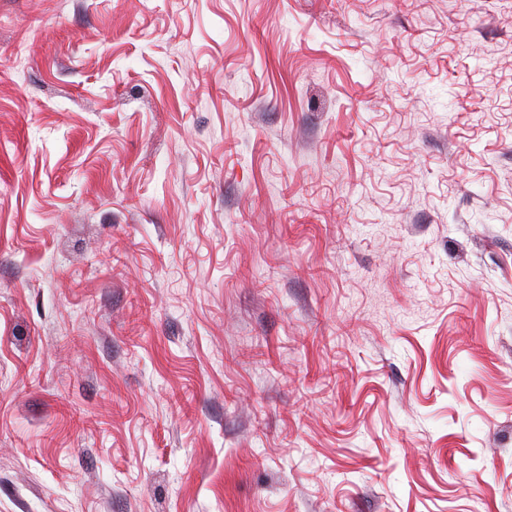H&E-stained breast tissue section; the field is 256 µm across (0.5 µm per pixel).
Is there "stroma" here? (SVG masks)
Returning a JSON list of instances; mask_svg holds the SVG:
<instances>
[{"mask_svg":"<svg viewBox=\"0 0 512 512\" xmlns=\"http://www.w3.org/2000/svg\"><path fill=\"white\" fill-rule=\"evenodd\" d=\"M0 512H512V0H0Z\"/></svg>","mask_w":512,"mask_h":512,"instance_id":"obj_1","label":"stroma"}]
</instances>
